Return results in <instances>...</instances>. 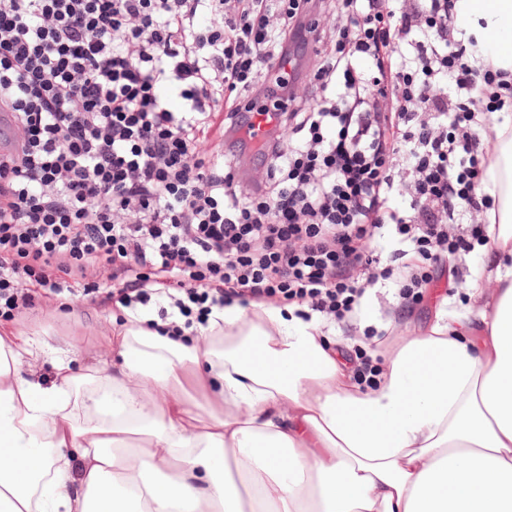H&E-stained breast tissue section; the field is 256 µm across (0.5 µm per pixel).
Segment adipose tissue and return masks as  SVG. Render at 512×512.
<instances>
[{
    "label": "adipose tissue",
    "instance_id": "ef3b65f1",
    "mask_svg": "<svg viewBox=\"0 0 512 512\" xmlns=\"http://www.w3.org/2000/svg\"><path fill=\"white\" fill-rule=\"evenodd\" d=\"M454 13L512 69V0ZM490 123L476 312L409 337L374 386L320 322L263 301L194 336L127 312L78 370L77 344L0 326V512H512V107Z\"/></svg>",
    "mask_w": 512,
    "mask_h": 512
}]
</instances>
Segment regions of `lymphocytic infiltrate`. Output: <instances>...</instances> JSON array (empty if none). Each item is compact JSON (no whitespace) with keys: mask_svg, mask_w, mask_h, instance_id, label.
Returning a JSON list of instances; mask_svg holds the SVG:
<instances>
[{"mask_svg":"<svg viewBox=\"0 0 512 512\" xmlns=\"http://www.w3.org/2000/svg\"><path fill=\"white\" fill-rule=\"evenodd\" d=\"M327 18L336 43L309 83L269 77ZM462 34L452 0H0V109L13 119L0 317L33 307L38 288L130 308L158 287L161 319L202 325L235 301L341 319L378 281L414 293L442 254L483 236L448 223L457 207L484 212L473 123L512 92V73ZM257 105L297 141L268 135L255 150L265 177L246 189L239 132ZM219 114L229 143L199 151ZM404 192L401 216L389 204ZM387 221L418 260L360 278Z\"/></svg>","mask_w":512,"mask_h":512,"instance_id":"1","label":"lymphocytic infiltrate"}]
</instances>
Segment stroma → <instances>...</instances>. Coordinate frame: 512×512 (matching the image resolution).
Segmentation results:
<instances>
[{"instance_id":"obj_1","label":"stroma","mask_w":512,"mask_h":512,"mask_svg":"<svg viewBox=\"0 0 512 512\" xmlns=\"http://www.w3.org/2000/svg\"><path fill=\"white\" fill-rule=\"evenodd\" d=\"M481 250L450 256L441 269L433 270L430 288L417 298L401 299L393 281L384 280L369 290L361 311L342 319L326 321L335 330L351 371H359L362 360L381 370L406 336L422 332L436 319L451 321L462 317L470 306L466 283L483 271ZM120 309L76 300L62 307L60 299L39 298L34 307L18 314L13 326L51 336H73L83 352L112 354L114 317Z\"/></svg>"}]
</instances>
